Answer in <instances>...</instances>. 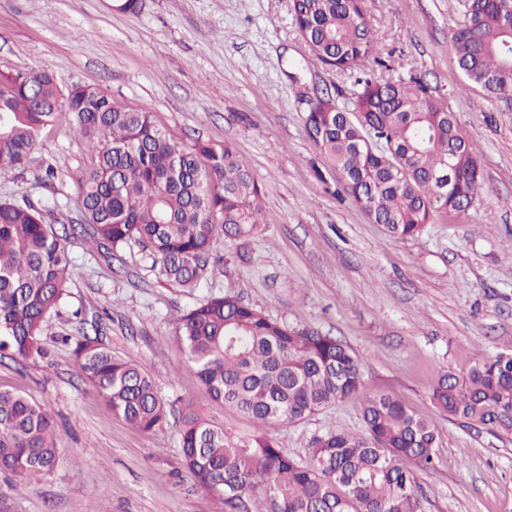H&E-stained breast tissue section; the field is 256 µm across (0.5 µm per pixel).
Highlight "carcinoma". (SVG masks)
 Here are the masks:
<instances>
[{
    "instance_id": "cac0c4a2",
    "label": "carcinoma",
    "mask_w": 512,
    "mask_h": 512,
    "mask_svg": "<svg viewBox=\"0 0 512 512\" xmlns=\"http://www.w3.org/2000/svg\"><path fill=\"white\" fill-rule=\"evenodd\" d=\"M297 33L322 63L351 70L375 56L379 37L363 0H293ZM512 0H463L451 45L464 86L512 99ZM65 112L93 155L79 178L82 223L55 227L30 201L0 199V351L42 353L40 338L66 296L76 236L114 252L138 244L152 267L192 294L202 287L214 241L253 234L263 188L235 147L173 142L143 109L90 86L62 90L53 75L0 70V170L23 168L40 133ZM327 173L392 237L414 238L441 215L467 210L482 186L476 153L455 117L410 77H358L350 107L327 95L305 116ZM97 319L82 321L74 355L112 413L149 433L167 421L152 376L103 344ZM178 335L212 400L248 418L232 436L188 403L180 420L183 465L222 512H418L417 473L433 466L439 431L400 398L362 403L366 434L330 429L303 457L288 455L271 429L352 397L361 362L333 336L288 326L231 293L183 311ZM432 403L512 434V353L481 356L449 371ZM59 456L50 414L27 396L0 391V470L36 478Z\"/></svg>"
}]
</instances>
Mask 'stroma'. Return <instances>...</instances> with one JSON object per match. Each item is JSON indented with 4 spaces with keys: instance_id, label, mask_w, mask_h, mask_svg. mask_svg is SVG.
I'll return each instance as SVG.
<instances>
[{
    "instance_id": "35a3bbf8",
    "label": "stroma",
    "mask_w": 512,
    "mask_h": 512,
    "mask_svg": "<svg viewBox=\"0 0 512 512\" xmlns=\"http://www.w3.org/2000/svg\"><path fill=\"white\" fill-rule=\"evenodd\" d=\"M292 0H0V69L39 68L61 88L92 85L120 104L153 112L181 145L233 142L262 185L257 231L220 238L200 295L239 294L291 325L336 336L359 357L357 395L272 434L292 456L336 428L361 434L364 397L398 395L433 417L435 465L418 477L422 512H512V435L448 418L430 395L450 369L512 351V101L462 89L450 37L461 0H364L384 35L368 74L417 76L453 112L476 148L482 190L466 211L397 239L322 179L308 138L309 97L331 91L346 107L356 75L329 68L298 35ZM92 163L67 115L43 131L22 170L0 173V197L48 206L51 224L81 221L78 178ZM75 268L44 353L0 357V390L17 391L53 417L59 459L37 480L0 472V512H219L181 458L176 415L192 402L242 436L250 423L211 400L176 337L194 297L152 270L142 247L110 258L70 243ZM99 315L105 345L149 372L173 407L144 433L112 414L76 364L79 314Z\"/></svg>"
}]
</instances>
